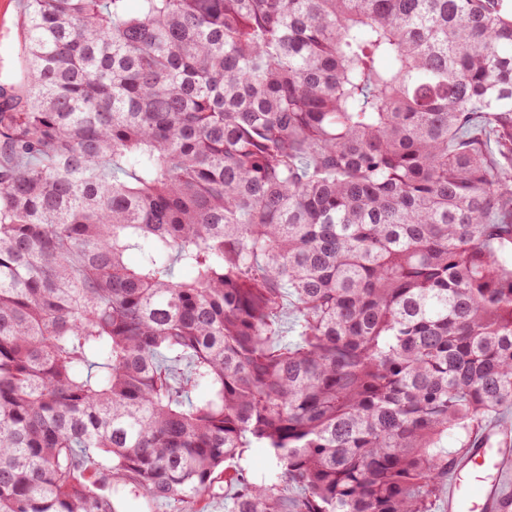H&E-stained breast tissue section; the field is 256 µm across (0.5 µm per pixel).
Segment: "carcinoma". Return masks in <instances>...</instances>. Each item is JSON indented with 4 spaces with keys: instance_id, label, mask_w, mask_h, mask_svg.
Returning a JSON list of instances; mask_svg holds the SVG:
<instances>
[{
    "instance_id": "carcinoma-1",
    "label": "carcinoma",
    "mask_w": 512,
    "mask_h": 512,
    "mask_svg": "<svg viewBox=\"0 0 512 512\" xmlns=\"http://www.w3.org/2000/svg\"><path fill=\"white\" fill-rule=\"evenodd\" d=\"M26 2L0 512H433L512 407L503 0ZM241 466L246 470V475L251 481H259L268 468V457L259 449H253L246 453L241 461ZM215 491L195 505L196 512H232L234 502L241 492L238 483L227 484L224 479H219Z\"/></svg>"
}]
</instances>
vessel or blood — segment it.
Returning a JSON list of instances; mask_svg holds the SVG:
<instances>
[{"mask_svg": "<svg viewBox=\"0 0 512 512\" xmlns=\"http://www.w3.org/2000/svg\"><path fill=\"white\" fill-rule=\"evenodd\" d=\"M512 422L492 421L471 436L448 470L440 512H512Z\"/></svg>", "mask_w": 512, "mask_h": 512, "instance_id": "b4317fda", "label": "vessel or blood"}]
</instances>
